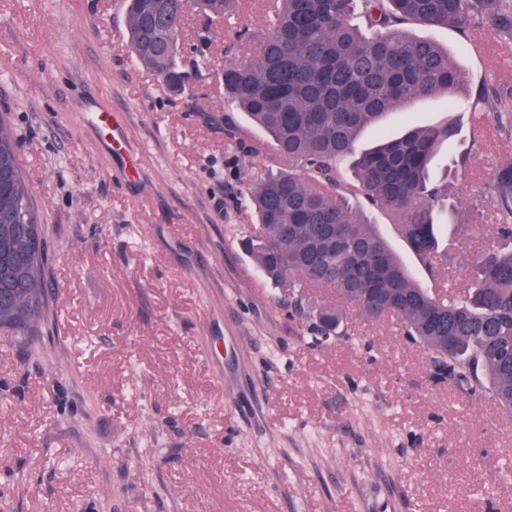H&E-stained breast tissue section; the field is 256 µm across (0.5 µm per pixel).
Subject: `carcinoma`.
Here are the masks:
<instances>
[{"instance_id":"obj_1","label":"carcinoma","mask_w":512,"mask_h":512,"mask_svg":"<svg viewBox=\"0 0 512 512\" xmlns=\"http://www.w3.org/2000/svg\"><path fill=\"white\" fill-rule=\"evenodd\" d=\"M277 22L253 61L224 66V99L257 125L288 169L257 177L249 202L259 224L250 252L262 274L285 286L284 306L306 320L351 335L344 305L368 324L393 321L424 350L430 365L470 397L490 394L512 417V162L497 166L479 192L495 218L464 290L412 277L388 241L350 205L353 194L397 219L410 252L433 273L448 254L464 252L472 232H448L459 202L449 178L431 177L438 147L456 135L440 126L386 132L356 152L361 130L389 113L436 94L477 117L478 131L512 140V89L484 82L457 100L465 74L448 50L411 33L410 24L461 33L487 27L512 40V0H360L365 28L350 22L354 0H278ZM240 0H197L206 25L238 11ZM186 0H128L129 48L169 88L183 93L188 72L179 40ZM350 165L355 184L342 169ZM44 225L18 158L17 141L0 117V328L20 339L50 319Z\"/></svg>"}]
</instances>
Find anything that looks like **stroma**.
Masks as SVG:
<instances>
[{"label":"stroma","instance_id":"35a3bbf8","mask_svg":"<svg viewBox=\"0 0 512 512\" xmlns=\"http://www.w3.org/2000/svg\"><path fill=\"white\" fill-rule=\"evenodd\" d=\"M276 22L242 0L212 25L194 100L127 47L125 0H0V112L49 245L54 318L35 340L0 330V512H503L512 421L488 396L432 385L426 353L395 325L318 343L244 247L258 175L287 169L240 149L225 65L250 59ZM465 73L512 87V41L425 29ZM121 112L129 156L90 129L91 101ZM435 96L365 129L437 125ZM458 137L432 160H465L471 202L512 141ZM139 162L137 174L128 157ZM418 283L466 284L464 257L429 274L392 215L368 214Z\"/></svg>","mask_w":512,"mask_h":512}]
</instances>
